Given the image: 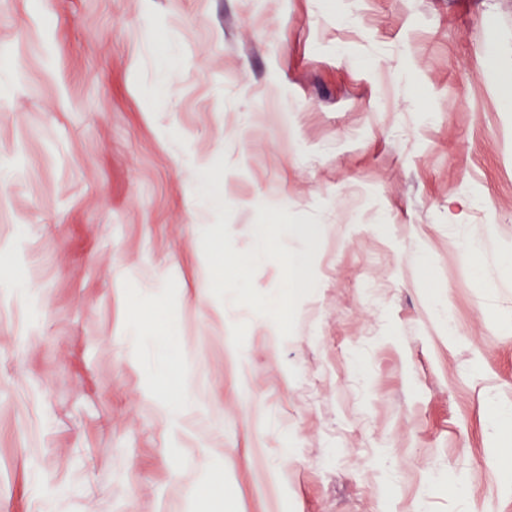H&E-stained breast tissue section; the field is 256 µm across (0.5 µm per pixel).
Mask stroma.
<instances>
[{
    "label": "stroma",
    "instance_id": "stroma-1",
    "mask_svg": "<svg viewBox=\"0 0 512 512\" xmlns=\"http://www.w3.org/2000/svg\"><path fill=\"white\" fill-rule=\"evenodd\" d=\"M508 100L512 0H0V512H512ZM220 158L321 230L288 339L185 305Z\"/></svg>",
    "mask_w": 512,
    "mask_h": 512
}]
</instances>
